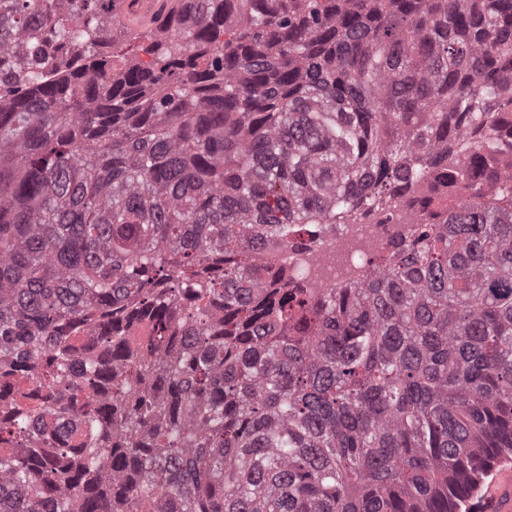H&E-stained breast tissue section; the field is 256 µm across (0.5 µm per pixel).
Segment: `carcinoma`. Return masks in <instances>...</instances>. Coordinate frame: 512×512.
Wrapping results in <instances>:
<instances>
[{"instance_id": "cac0c4a2", "label": "carcinoma", "mask_w": 512, "mask_h": 512, "mask_svg": "<svg viewBox=\"0 0 512 512\" xmlns=\"http://www.w3.org/2000/svg\"><path fill=\"white\" fill-rule=\"evenodd\" d=\"M182 2L130 56L0 0V512H459L512 458V0ZM445 184L364 283L261 263Z\"/></svg>"}]
</instances>
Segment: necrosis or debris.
<instances>
[{"label":"necrosis or debris","instance_id":"1","mask_svg":"<svg viewBox=\"0 0 512 512\" xmlns=\"http://www.w3.org/2000/svg\"><path fill=\"white\" fill-rule=\"evenodd\" d=\"M414 231V225L382 224L367 215L286 248L268 245L262 260L270 273L287 272L291 287L316 292L366 280L392 246L409 241Z\"/></svg>","mask_w":512,"mask_h":512}]
</instances>
